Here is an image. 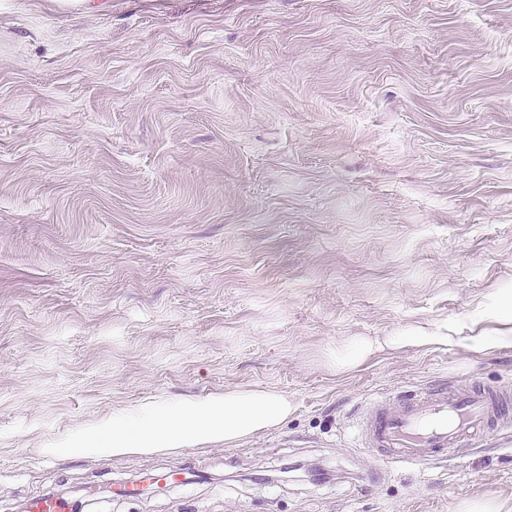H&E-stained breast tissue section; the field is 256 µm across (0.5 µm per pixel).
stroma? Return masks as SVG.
<instances>
[{
  "label": "stroma",
  "instance_id": "stroma-1",
  "mask_svg": "<svg viewBox=\"0 0 512 512\" xmlns=\"http://www.w3.org/2000/svg\"><path fill=\"white\" fill-rule=\"evenodd\" d=\"M464 369L512 385V0H0V512L512 505V436L379 467L347 423ZM234 388L293 412L90 443ZM288 396L271 390H226L205 403L145 404L112 415L104 447L113 456L149 454L189 445L239 442L282 426L292 413ZM29 512H79L78 506L58 494L41 492L27 501Z\"/></svg>",
  "mask_w": 512,
  "mask_h": 512
}]
</instances>
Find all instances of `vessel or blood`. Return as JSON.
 <instances>
[{
  "mask_svg": "<svg viewBox=\"0 0 512 512\" xmlns=\"http://www.w3.org/2000/svg\"><path fill=\"white\" fill-rule=\"evenodd\" d=\"M351 427L359 445L386 464H428L460 456L490 434L512 432V388L476 374L416 391L386 393L357 411ZM28 512H79L58 494L29 498Z\"/></svg>",
  "mask_w": 512,
  "mask_h": 512,
  "instance_id": "1",
  "label": "vessel or blood"
}]
</instances>
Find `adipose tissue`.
Instances as JSON below:
<instances>
[{
	"label": "adipose tissue",
	"mask_w": 512,
	"mask_h": 512,
	"mask_svg": "<svg viewBox=\"0 0 512 512\" xmlns=\"http://www.w3.org/2000/svg\"><path fill=\"white\" fill-rule=\"evenodd\" d=\"M292 411L287 395L265 389L228 390L205 403L145 404L113 414L104 445L116 456L213 441L232 445L277 429Z\"/></svg>",
	"instance_id": "adipose-tissue-1"
}]
</instances>
